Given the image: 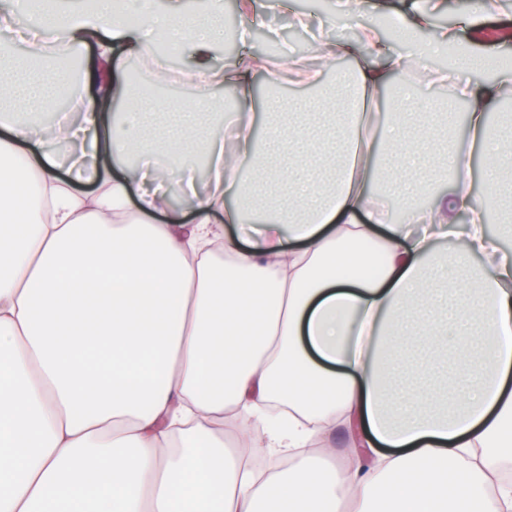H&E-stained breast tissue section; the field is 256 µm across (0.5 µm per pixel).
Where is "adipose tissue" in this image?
I'll use <instances>...</instances> for the list:
<instances>
[{
	"label": "adipose tissue",
	"mask_w": 512,
	"mask_h": 512,
	"mask_svg": "<svg viewBox=\"0 0 512 512\" xmlns=\"http://www.w3.org/2000/svg\"><path fill=\"white\" fill-rule=\"evenodd\" d=\"M223 11V0L198 15L143 0L131 24L106 5L60 7L54 38L95 41L96 68L71 82L27 56L0 83V100L39 112L65 88L78 114L0 122V512H473L482 498L512 512L499 476L512 458V254L488 233L456 151L452 188L430 205L375 187L382 158L414 171L434 137L405 110L417 83L390 77L452 45L467 56L457 30L390 46L370 28L360 43L324 39L318 69L282 51L319 108L363 107L309 141L271 112L256 129L257 56L213 65ZM161 38L192 46L194 99L147 103L116 78L136 59L166 83ZM340 58L353 69L333 97L321 79ZM428 80L454 84L487 172L512 178V124L487 118L512 70L486 84L452 64ZM226 85L242 121L233 150L223 134L205 140L200 193L185 179L195 126ZM61 134L66 180L48 149ZM302 162L332 168V184L302 178L293 207L254 206L251 178L291 181ZM178 178L187 215L171 205ZM218 214L257 230L222 235ZM443 240L453 275L433 289L424 268ZM423 295L450 302L447 317L414 322ZM339 428L342 450L327 440Z\"/></svg>",
	"instance_id": "adipose-tissue-1"
}]
</instances>
